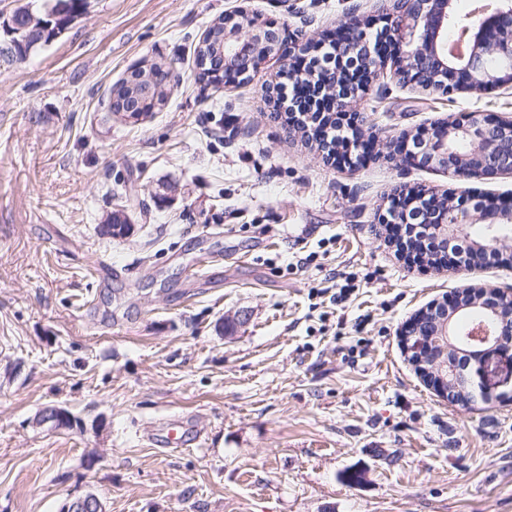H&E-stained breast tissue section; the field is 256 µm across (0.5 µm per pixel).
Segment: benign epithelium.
Returning a JSON list of instances; mask_svg holds the SVG:
<instances>
[{
	"label": "benign epithelium",
	"mask_w": 512,
	"mask_h": 512,
	"mask_svg": "<svg viewBox=\"0 0 512 512\" xmlns=\"http://www.w3.org/2000/svg\"><path fill=\"white\" fill-rule=\"evenodd\" d=\"M497 29L485 32L484 24L462 26L466 49L456 54L448 44V27L455 25L457 0H398L394 11L382 17L384 35L396 44L408 70L421 87L441 92L461 86L481 88L512 83V0H496ZM369 40L358 25L345 27L343 43L361 49ZM280 46L278 35L267 26L240 17L224 16V67L237 78L249 79L261 61ZM416 151L398 150L418 164L435 166L455 176L489 178L512 176V118L468 112L458 123L441 126L431 136L416 137ZM464 141L469 151L456 144ZM434 212L424 217L433 233L448 242H461L464 250L448 255V264H480L498 257L496 228L512 223V201L500 197H464L460 202L432 198ZM489 224L491 234L482 241L464 235L465 224ZM471 310L485 315L477 331L465 341L455 339L457 327ZM434 330L419 331L424 318ZM405 351L418 372L448 401L472 405L477 391L491 400L481 376L489 355L512 351V293L491 286H468L451 301L437 303L415 317L402 333ZM70 413L61 407L44 410L37 424L54 428L70 425ZM60 512H104L94 494L69 500Z\"/></svg>",
	"instance_id": "1"
}]
</instances>
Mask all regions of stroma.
<instances>
[{"label":"stroma","instance_id":"35a3bbf8","mask_svg":"<svg viewBox=\"0 0 512 512\" xmlns=\"http://www.w3.org/2000/svg\"><path fill=\"white\" fill-rule=\"evenodd\" d=\"M392 6L89 0L57 40L0 62V512L89 493L105 512H512V361L488 360L493 398L465 407L401 341L465 286L512 289V234L487 265L411 266L380 225L401 186L512 194L511 176L459 178L390 149L470 111L512 117V84L441 96L375 77L349 106L371 152L345 166L272 117L297 45ZM239 13L280 50L253 80H200L201 38ZM174 58L164 106L109 112L113 85ZM116 210L126 235L103 230ZM204 258L211 279L191 285ZM103 262L118 277L99 282ZM331 272L356 287L344 304L323 293ZM51 406L76 427L36 425ZM175 414L203 447L144 438Z\"/></svg>","mask_w":512,"mask_h":512}]
</instances>
